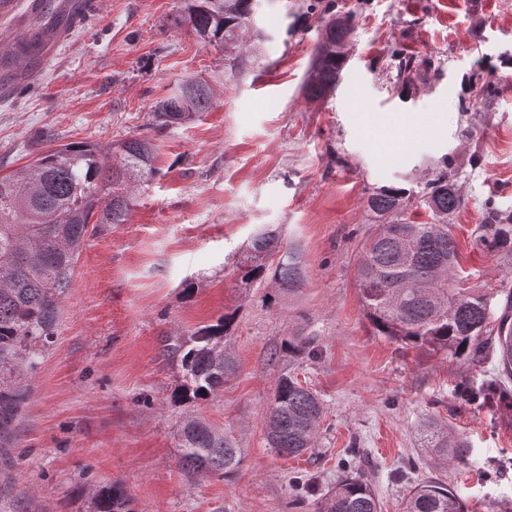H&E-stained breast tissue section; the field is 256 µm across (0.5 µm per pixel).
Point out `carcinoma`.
I'll return each instance as SVG.
<instances>
[{"label": "carcinoma", "instance_id": "1", "mask_svg": "<svg viewBox=\"0 0 512 512\" xmlns=\"http://www.w3.org/2000/svg\"><path fill=\"white\" fill-rule=\"evenodd\" d=\"M253 0H183L180 23L218 47L239 46L249 29ZM346 64L342 56L321 61L306 84L310 96L332 93ZM212 104L208 87L194 78L180 81L151 112L157 132L190 121ZM154 144L130 137L117 147L98 143L66 144L46 151L35 164L0 176V447L12 440L29 387L26 375L41 363L55 336L61 303L77 261L97 224H123L133 201V187L156 176ZM463 205L454 183L443 172L426 183L416 206L432 218L417 223L405 217L406 192L381 187L368 197L374 232L366 240L356 271L360 300L376 333L420 348L446 350L483 361L494 355L498 375L479 387L466 386L470 398L495 400L509 394L512 380V296L498 307L480 288H463L456 275L459 249L453 234L439 229ZM477 243L512 254V224H483ZM280 254L276 265L271 257ZM242 280L272 279L288 294L300 289V253L280 251L279 236L259 231L243 252ZM237 311H229L168 347L180 358L182 379L171 393L179 405H194L216 396L234 365L224 352ZM313 350L311 337L290 336L279 352L295 357ZM324 405L311 388L288 373L278 377L268 408L267 445L282 456L296 457L315 447ZM446 465L463 459L462 441L440 428L425 435ZM179 465L191 479L203 472L233 477L241 467L240 449L206 420L185 415L178 427ZM129 496L114 482L96 489L94 512H131ZM379 502L361 475L349 474L327 492L319 512H379ZM404 512H466L461 494L438 478L415 484Z\"/></svg>", "mask_w": 512, "mask_h": 512}]
</instances>
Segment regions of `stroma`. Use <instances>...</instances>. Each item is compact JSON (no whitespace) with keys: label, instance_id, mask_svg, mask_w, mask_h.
I'll return each mask as SVG.
<instances>
[{"label":"stroma","instance_id":"35a3bbf8","mask_svg":"<svg viewBox=\"0 0 512 512\" xmlns=\"http://www.w3.org/2000/svg\"><path fill=\"white\" fill-rule=\"evenodd\" d=\"M309 0H257L248 42L225 53L178 17L182 0H100L54 56L0 101V175L49 147L152 136L159 174L125 223L88 240L62 302L56 339L29 374V399L0 488L26 512H90L95 487L121 482L133 512H318L339 475L359 473L380 512H402L411 484L437 477L467 512H512V399L460 395L497 362L377 335L355 268L373 226L367 198L419 195L447 172L463 206L448 222L467 284L512 292V257L473 244L512 219V0H335L353 37L335 91L309 99L319 37ZM411 59L398 73L392 50ZM212 90L192 122L155 134L154 102L185 74ZM298 248L303 284H243L236 269L261 225ZM225 347L237 370L196 411L244 452L229 480H189L175 434L181 379L167 345L231 309ZM315 333V356L284 338ZM294 373L325 406L319 445L283 457L266 445L274 384ZM436 422L464 441L442 468L425 445Z\"/></svg>","mask_w":512,"mask_h":512}]
</instances>
